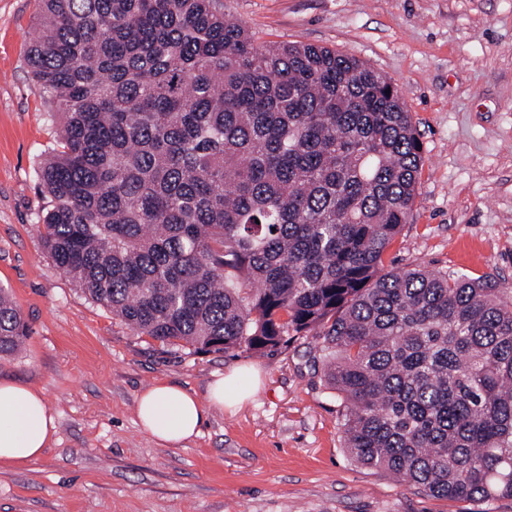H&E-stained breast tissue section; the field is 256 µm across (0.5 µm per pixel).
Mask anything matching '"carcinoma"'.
<instances>
[{"mask_svg": "<svg viewBox=\"0 0 512 512\" xmlns=\"http://www.w3.org/2000/svg\"><path fill=\"white\" fill-rule=\"evenodd\" d=\"M27 62L60 116L37 214L93 303L193 353L319 340L344 448L433 497L512 499V303L387 270L422 144L398 88L258 42L224 0H38ZM28 336L0 289V355Z\"/></svg>", "mask_w": 512, "mask_h": 512, "instance_id": "cac0c4a2", "label": "carcinoma"}]
</instances>
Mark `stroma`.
Listing matches in <instances>:
<instances>
[{
    "instance_id": "obj_1",
    "label": "stroma",
    "mask_w": 512,
    "mask_h": 512,
    "mask_svg": "<svg viewBox=\"0 0 512 512\" xmlns=\"http://www.w3.org/2000/svg\"><path fill=\"white\" fill-rule=\"evenodd\" d=\"M262 42L359 58L401 91L423 166L397 271L496 280L512 301V0H224ZM35 0H0V288L30 328L0 381L42 389L56 420L37 460L0 469V512H468L358 464L342 441L346 401L312 337L275 351L192 354L138 335L91 302L46 253L39 161L58 125L26 62ZM240 369L262 387L208 411L201 434L158 444L137 423L164 381L206 399Z\"/></svg>"
}]
</instances>
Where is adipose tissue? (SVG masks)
I'll use <instances>...</instances> for the list:
<instances>
[{
  "instance_id": "obj_1",
  "label": "adipose tissue",
  "mask_w": 512,
  "mask_h": 512,
  "mask_svg": "<svg viewBox=\"0 0 512 512\" xmlns=\"http://www.w3.org/2000/svg\"><path fill=\"white\" fill-rule=\"evenodd\" d=\"M229 398L237 403L246 398L233 373L212 383L204 402L172 385L156 383L139 396L136 412L142 429L159 444L180 445L199 435L208 409L223 408ZM56 432L41 390L0 382V468L38 459Z\"/></svg>"
}]
</instances>
